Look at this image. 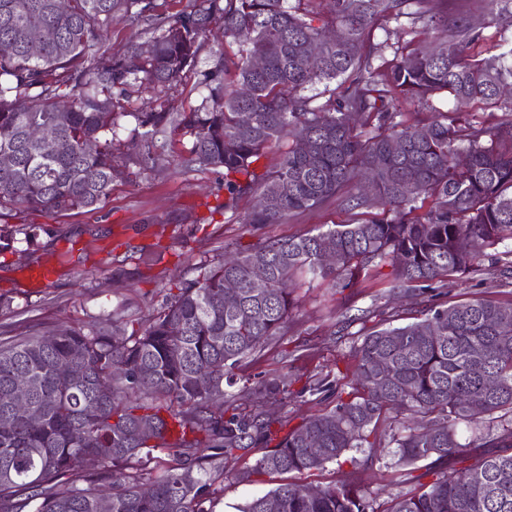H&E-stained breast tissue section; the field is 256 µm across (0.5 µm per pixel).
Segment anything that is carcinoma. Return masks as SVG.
<instances>
[{"instance_id":"carcinoma-1","label":"carcinoma","mask_w":512,"mask_h":512,"mask_svg":"<svg viewBox=\"0 0 512 512\" xmlns=\"http://www.w3.org/2000/svg\"><path fill=\"white\" fill-rule=\"evenodd\" d=\"M56 2L0 0V157H11L0 166V252L21 232L6 221L12 212L94 210L115 180L129 176L113 151L128 117L144 160L163 159L167 137L182 134L189 147L179 167L224 170L223 210L256 196L244 224H279L332 201L352 219L213 256L197 277L169 286L130 333L117 311L87 329L57 322L21 337L3 331L0 512H213L209 504L224 491V469L237 452L264 449L239 473L242 481L316 470L362 447L389 419L402 425L389 436L394 472L414 488L388 507L374 506L353 481L315 494L281 483L236 512H512V305L432 303L415 322L372 328L352 346L346 395L281 437L275 426L283 416L264 405L327 392L324 380L294 393L282 380L262 378L254 384L259 405L249 412L226 391L243 380L241 362L287 327L305 283L360 288L388 266L390 288L414 302L512 239V119L487 125L473 112L434 106L446 94L512 111V46L482 55L489 23L434 13L430 0H327L324 13L316 0H298L292 10L284 0H190L175 16L165 13L166 0H69L64 12ZM33 16L43 26L37 41L28 32ZM118 17L144 25L151 50L133 43L103 65ZM402 17L448 38L387 60V42L375 41V31ZM215 25L224 42L242 49L216 54L197 108L116 110V95L128 101L181 80ZM319 38L322 54L309 64L305 50ZM255 57L264 59L259 70ZM332 83L321 104L304 94ZM406 104L415 116L405 115ZM244 111L248 126L239 121ZM44 124L56 128L48 145L30 138ZM285 140L277 169H260ZM326 240L336 252L327 267ZM260 261L268 288L257 293L250 276ZM228 280L239 285L231 307L224 304ZM61 361L71 373L57 370ZM491 376L495 389L486 386ZM20 383L30 389L37 421L9 406ZM485 420L497 424L495 433L459 440L458 425ZM305 433L318 448L307 447ZM470 447L489 453L462 467ZM88 455L97 469L84 466Z\"/></svg>"}]
</instances>
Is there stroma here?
Returning a JSON list of instances; mask_svg holds the SVG:
<instances>
[{"label": "stroma", "mask_w": 512, "mask_h": 512, "mask_svg": "<svg viewBox=\"0 0 512 512\" xmlns=\"http://www.w3.org/2000/svg\"><path fill=\"white\" fill-rule=\"evenodd\" d=\"M220 49L234 53L239 45L205 38L194 71L167 90L170 107L180 110L200 104L201 76ZM187 146V139L174 138L167 157L145 168L139 164V143L121 135L119 153L131 175L114 182L97 209L17 215L14 225L25 226L32 239L18 242L15 251L0 253V331L21 332L60 320L86 326L116 310L137 321L161 303L164 286L194 278L197 264L224 248L260 238L299 236L350 218L344 206L335 202L280 224H242L239 216L248 211L251 200L240 203L237 216L216 212V205L224 200L223 180L213 171L178 167L176 160ZM45 262L55 263L54 279L32 285L27 269ZM119 267L129 273L128 284L113 282L112 272ZM437 300L511 304L512 284L502 271L490 270L480 278L469 275L449 281ZM348 307L356 311L370 308L405 323L421 315L420 305L390 295L389 279L384 275L366 281L354 295L336 292L326 281L312 282L299 290L288 328L267 342L255 362L245 367V374L285 375L296 390L301 379L309 376L344 386L347 379L339 372V364L347 360L353 342L377 324L373 318L345 322L343 312ZM259 454V449H252L228 466L224 494L213 504L215 512H233L235 505L287 482L324 487L353 478L379 504L403 490L391 481L393 457L382 447L351 449L320 470L239 481L238 472Z\"/></svg>", "instance_id": "stroma-1"}]
</instances>
